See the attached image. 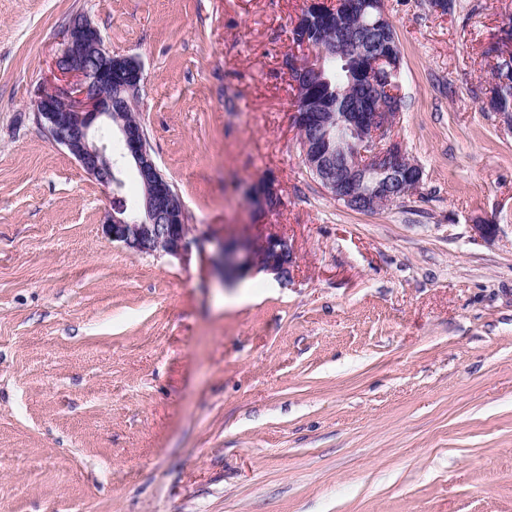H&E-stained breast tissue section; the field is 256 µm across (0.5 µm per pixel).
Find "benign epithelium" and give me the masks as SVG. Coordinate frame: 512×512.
<instances>
[{
    "mask_svg": "<svg viewBox=\"0 0 512 512\" xmlns=\"http://www.w3.org/2000/svg\"><path fill=\"white\" fill-rule=\"evenodd\" d=\"M344 0H308V10L294 26L325 25L326 15L336 13ZM350 11L371 15L368 28L387 31L391 23L383 3L354 0ZM316 49L305 43V60L291 63L295 86H305L310 112H293L302 159L329 195L347 208L365 212L403 201L413 194L422 179L421 168L411 162L391 133L399 113L377 99L380 84L391 81L397 65L375 51L367 53L355 42L326 37ZM334 56L358 61L354 74L340 99L342 111L336 124L329 113L316 112L320 106L313 83L322 78L325 59ZM55 67L73 78L65 88L44 91L34 100V119L46 136L64 147L92 177L106 186L115 184L112 158L102 142L101 131L115 129L124 145V157L135 163L144 185L142 213L130 218L126 208L114 206L104 223L105 233L135 253L163 252L183 257L192 245L202 247L206 237L192 236L195 226L186 223L184 204L159 170L143 126L126 122L119 113L135 106L134 93L143 81L140 62L109 50L100 30L88 19H74ZM249 201L259 213L275 210L281 198L275 180L263 178L251 184ZM215 271L224 281L244 278L256 269L288 281L296 264L289 237L271 233L262 239L218 244L213 258Z\"/></svg>",
    "mask_w": 512,
    "mask_h": 512,
    "instance_id": "1",
    "label": "benign epithelium"
}]
</instances>
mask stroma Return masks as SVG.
Here are the masks:
<instances>
[{"instance_id": "stroma-1", "label": "stroma", "mask_w": 512, "mask_h": 512, "mask_svg": "<svg viewBox=\"0 0 512 512\" xmlns=\"http://www.w3.org/2000/svg\"><path fill=\"white\" fill-rule=\"evenodd\" d=\"M305 6L0 0V512H512V129L482 57L512 0H385L423 178L371 212L301 158ZM79 15L140 61L137 116L204 251L108 238L132 166L114 193L37 125ZM264 177L282 204L260 216ZM273 232L290 282H219L218 242ZM251 188L249 201L255 211L265 213L280 207L281 198L273 178L258 180L248 187Z\"/></svg>"}]
</instances>
